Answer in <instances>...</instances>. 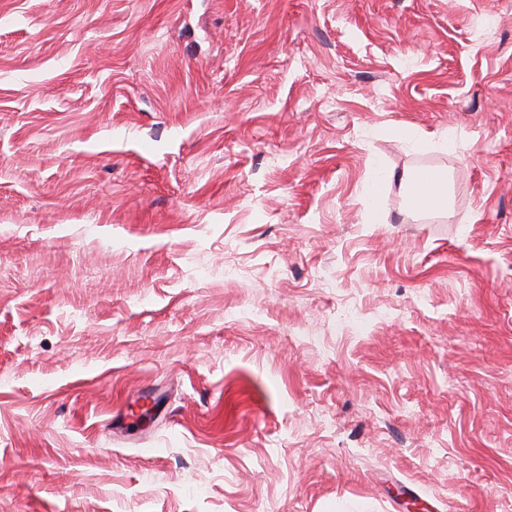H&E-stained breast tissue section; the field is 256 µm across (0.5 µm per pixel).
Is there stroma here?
<instances>
[{"mask_svg":"<svg viewBox=\"0 0 512 512\" xmlns=\"http://www.w3.org/2000/svg\"><path fill=\"white\" fill-rule=\"evenodd\" d=\"M412 499L512 512V0H0V512ZM406 198L415 206L438 212L448 210V175L442 170L403 174Z\"/></svg>","mask_w":512,"mask_h":512,"instance_id":"stroma-1","label":"stroma"}]
</instances>
